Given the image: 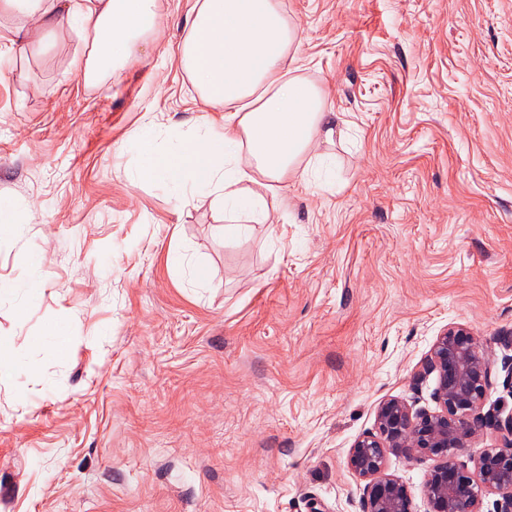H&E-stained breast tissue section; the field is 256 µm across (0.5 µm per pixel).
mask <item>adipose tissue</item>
I'll return each instance as SVG.
<instances>
[{
    "mask_svg": "<svg viewBox=\"0 0 512 512\" xmlns=\"http://www.w3.org/2000/svg\"><path fill=\"white\" fill-rule=\"evenodd\" d=\"M157 8L158 0H0V14L23 21L16 40L40 43L62 25L77 32L87 50L74 64L94 84L146 43ZM187 25L180 63L199 97L223 110L224 129L201 127L165 150L141 132L131 180L159 185L183 202L210 198L224 214V237L232 238L268 218L265 199L245 192L244 183L308 175L305 158L333 131L321 91L281 72L297 29L277 0H194ZM42 265V253L34 252L18 277L0 279V298L21 296L18 313L40 300ZM34 368L25 349L0 339V384L24 395L23 378Z\"/></svg>",
    "mask_w": 512,
    "mask_h": 512,
    "instance_id": "1",
    "label": "adipose tissue"
}]
</instances>
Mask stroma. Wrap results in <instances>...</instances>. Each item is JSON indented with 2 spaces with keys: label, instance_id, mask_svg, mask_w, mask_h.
<instances>
[{
  "label": "stroma",
  "instance_id": "obj_1",
  "mask_svg": "<svg viewBox=\"0 0 512 512\" xmlns=\"http://www.w3.org/2000/svg\"><path fill=\"white\" fill-rule=\"evenodd\" d=\"M160 2L96 84L70 28L0 47V196L30 215L0 278L45 254L41 302L0 300L38 364L26 399L0 386V512H361L348 451L384 399L434 409L415 373L448 325L491 342L484 407L512 412V0H279L348 128L233 239L210 199L129 179L142 126L164 149L223 124L179 61L192 0ZM55 323L64 356L40 342ZM432 465L389 458L416 512ZM169 263L171 267L177 269L186 267L190 275L200 283H209L216 276V273L211 267L198 263L192 264L191 261L187 259L186 255L180 252H171L169 255Z\"/></svg>",
  "mask_w": 512,
  "mask_h": 512
}]
</instances>
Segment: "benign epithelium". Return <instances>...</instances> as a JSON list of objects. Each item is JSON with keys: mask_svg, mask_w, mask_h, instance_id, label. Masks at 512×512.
Listing matches in <instances>:
<instances>
[{"mask_svg": "<svg viewBox=\"0 0 512 512\" xmlns=\"http://www.w3.org/2000/svg\"><path fill=\"white\" fill-rule=\"evenodd\" d=\"M487 345L464 325L452 324L435 339L418 376L434 374L436 408L416 409L396 398L380 401L375 428L360 435L347 468L362 487V512H414L406 485L388 473L391 455L436 463L424 483L429 512H483L482 497L497 493L494 512H512V412L482 413L491 386ZM495 427L493 443L473 468L458 451Z\"/></svg>", "mask_w": 512, "mask_h": 512, "instance_id": "obj_1", "label": "benign epithelium"}]
</instances>
